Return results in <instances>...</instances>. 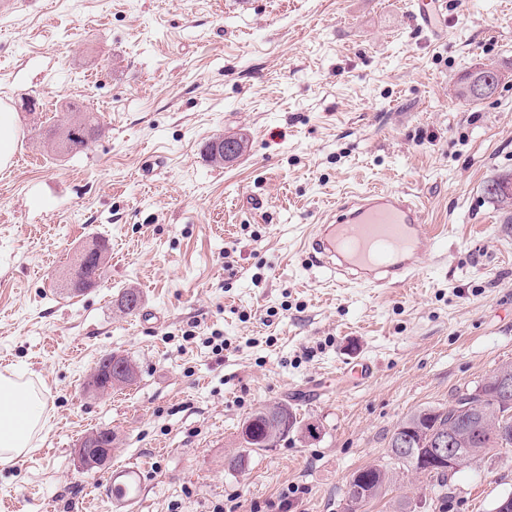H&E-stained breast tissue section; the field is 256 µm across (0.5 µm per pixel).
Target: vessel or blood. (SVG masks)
Returning a JSON list of instances; mask_svg holds the SVG:
<instances>
[{
	"label": "vessel or blood",
	"mask_w": 512,
	"mask_h": 512,
	"mask_svg": "<svg viewBox=\"0 0 512 512\" xmlns=\"http://www.w3.org/2000/svg\"><path fill=\"white\" fill-rule=\"evenodd\" d=\"M442 0H419V27L436 29ZM433 239L421 203L396 191L353 193L336 206L331 223L308 240L312 266L347 282L375 288L405 283L431 253Z\"/></svg>",
	"instance_id": "obj_1"
}]
</instances>
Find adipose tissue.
<instances>
[{"mask_svg":"<svg viewBox=\"0 0 512 512\" xmlns=\"http://www.w3.org/2000/svg\"><path fill=\"white\" fill-rule=\"evenodd\" d=\"M48 422L41 387L0 373V463L35 448Z\"/></svg>","mask_w":512,"mask_h":512,"instance_id":"1","label":"adipose tissue"}]
</instances>
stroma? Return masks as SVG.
Masks as SVG:
<instances>
[{
  "label": "stroma",
  "instance_id": "stroma-1",
  "mask_svg": "<svg viewBox=\"0 0 512 512\" xmlns=\"http://www.w3.org/2000/svg\"><path fill=\"white\" fill-rule=\"evenodd\" d=\"M416 0H18L0 15V102L17 114L0 170V372L42 386L36 448L0 463V512H345L352 474L389 461L413 411L512 362V0H444L437 33ZM510 75L464 102L458 81ZM83 101L103 127L75 156L44 133ZM248 147L217 167L206 144ZM409 193L439 250L399 288H338L305 238L352 188ZM109 250L73 292L79 249ZM142 297L125 314L126 289ZM224 339L213 353L212 334ZM135 382L99 396L105 353ZM370 361L357 380L351 367ZM285 403L318 425L255 450V410ZM112 432V459L80 472L74 445ZM243 460L228 469V458ZM140 473L127 494L113 478ZM512 493V447L463 466L436 497L391 484L368 512H492Z\"/></svg>",
  "mask_w": 512,
  "mask_h": 512
}]
</instances>
